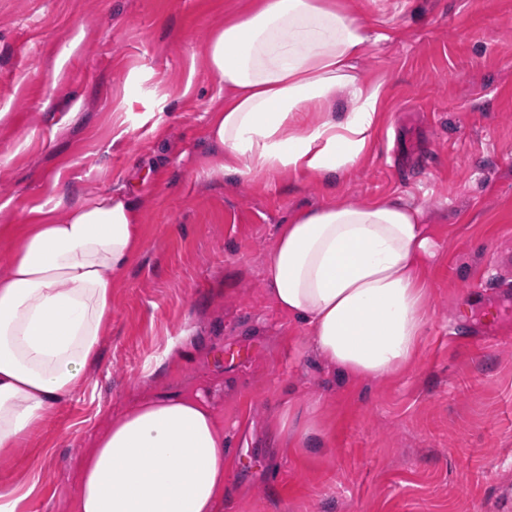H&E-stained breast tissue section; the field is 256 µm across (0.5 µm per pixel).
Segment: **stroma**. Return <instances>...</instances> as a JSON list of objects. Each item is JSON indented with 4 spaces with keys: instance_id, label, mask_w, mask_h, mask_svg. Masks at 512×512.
Returning a JSON list of instances; mask_svg holds the SVG:
<instances>
[{
    "instance_id": "stroma-1",
    "label": "stroma",
    "mask_w": 512,
    "mask_h": 512,
    "mask_svg": "<svg viewBox=\"0 0 512 512\" xmlns=\"http://www.w3.org/2000/svg\"><path fill=\"white\" fill-rule=\"evenodd\" d=\"M252 0H0V276L40 214L122 191L138 256L112 285L88 383L0 477L26 512H71L83 448L136 397L190 393L224 425L221 512H502L512 489V0H341L380 89L363 158L336 176L206 175L224 102L204 47ZM400 196L431 224L427 324L414 363L354 380L272 303L265 263L302 208ZM487 291L489 330L468 297ZM248 352L217 360L223 348ZM322 435L283 446L282 426Z\"/></svg>"
}]
</instances>
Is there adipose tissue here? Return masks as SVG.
Wrapping results in <instances>:
<instances>
[{"mask_svg":"<svg viewBox=\"0 0 512 512\" xmlns=\"http://www.w3.org/2000/svg\"><path fill=\"white\" fill-rule=\"evenodd\" d=\"M370 28L335 0H254L211 36L224 85L208 123V176L291 169L329 175L367 150L379 94L355 71ZM141 243L140 215L117 192L29 224L0 277V460L79 392L112 323V282ZM431 229L400 197L295 212L266 265L276 306L312 330L317 353L355 379L413 363L426 324ZM224 429L200 397L139 399L75 467L76 512H217Z\"/></svg>","mask_w":512,"mask_h":512,"instance_id":"adipose-tissue-1","label":"adipose tissue"}]
</instances>
